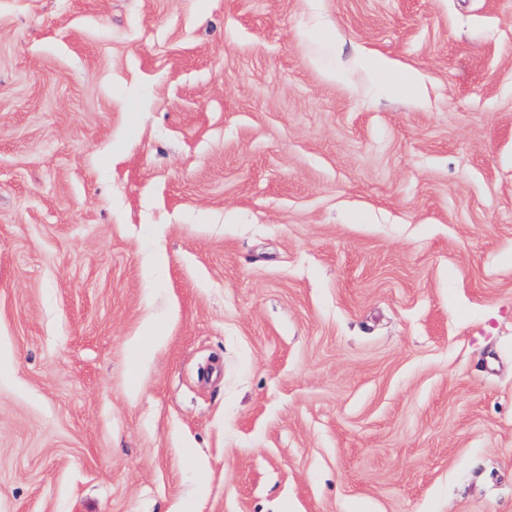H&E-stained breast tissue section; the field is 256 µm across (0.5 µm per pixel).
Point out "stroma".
I'll list each match as a JSON object with an SVG mask.
<instances>
[{"label":"stroma","mask_w":512,"mask_h":512,"mask_svg":"<svg viewBox=\"0 0 512 512\" xmlns=\"http://www.w3.org/2000/svg\"><path fill=\"white\" fill-rule=\"evenodd\" d=\"M0 512H512V0H0Z\"/></svg>","instance_id":"35a3bbf8"}]
</instances>
